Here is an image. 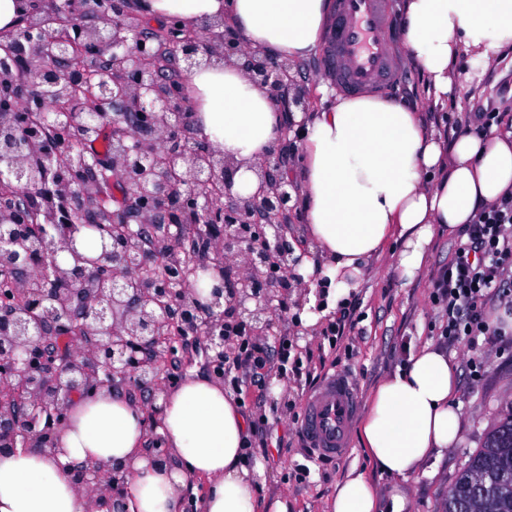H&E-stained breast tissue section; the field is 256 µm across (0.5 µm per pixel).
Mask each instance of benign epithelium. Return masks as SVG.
<instances>
[{
  "label": "benign epithelium",
  "mask_w": 512,
  "mask_h": 512,
  "mask_svg": "<svg viewBox=\"0 0 512 512\" xmlns=\"http://www.w3.org/2000/svg\"><path fill=\"white\" fill-rule=\"evenodd\" d=\"M126 8L127 0H112L92 24L75 25L71 34L50 31L32 11L23 32L0 41V90L14 89L22 70L36 101V109L25 112L0 98V130L12 133L0 142V252L15 257L13 278L0 282V451H56L71 396L110 390L117 375L136 376L154 397L162 393L157 347L196 328L201 314L210 362L222 372L234 344L224 334L228 318L246 320L252 335L263 336L274 304H283L288 290L303 282L301 257L286 237L271 241L265 232L298 204V185L284 174L283 146L270 148L252 198L221 204V197L232 198L233 163L196 140L184 142L190 105L180 83L162 81L156 54L136 36L135 26L117 21ZM166 42L186 73L199 66L201 51L208 58L235 57L271 100L309 111V91L294 78V62L247 51L227 29L203 42L173 26ZM99 60L112 75L110 85L95 72L84 77ZM105 126L118 142L107 161L75 152L77 143ZM155 132L167 135V144L151 137ZM37 156L43 169L37 183L51 176V187L40 196L26 178ZM114 179L130 195L120 216L103 208V184ZM76 197L86 202L78 212L70 206ZM187 218L207 228L214 258L209 264L188 259V273L175 279L154 258L183 249L180 233L171 228ZM148 226L154 232L145 251L140 239ZM83 228L106 241L108 262L77 251L76 234ZM62 251L71 254L72 267L58 262ZM133 252L135 265L126 262ZM236 256L246 259L247 271L228 286L224 259ZM200 270L219 277L206 303L195 291ZM106 290L110 308L101 304ZM21 306L28 315L24 323L13 319ZM48 324L58 336L78 341L79 351L58 360L48 348ZM62 469L74 484L93 486L106 497L123 490L120 470L111 464L68 463Z\"/></svg>",
  "instance_id": "1"
}]
</instances>
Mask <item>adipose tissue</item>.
Here are the masks:
<instances>
[{
	"mask_svg": "<svg viewBox=\"0 0 512 512\" xmlns=\"http://www.w3.org/2000/svg\"><path fill=\"white\" fill-rule=\"evenodd\" d=\"M146 16L195 30L224 18L242 45L298 61L319 44L330 0H142ZM404 46L428 75L429 94L457 105L461 84L451 68L461 54L487 58L512 45V0H404ZM198 139L233 159V194L248 198L256 172L285 125L284 110L249 81L236 62L217 61L186 74ZM300 122V209L309 258L302 275L320 273L348 289L365 262L391 238L402 242L394 263L412 280L426 269L436 232L457 233L512 193V132L497 129L447 143L420 113L384 97L338 100L295 114ZM458 373L433 343L412 351L403 369L374 389L360 426L373 468L395 478L388 512H409L402 485L434 454L453 447L461 430ZM159 412L115 390L74 397L68 405L60 454L0 451V512H112L98 494L78 488L62 464L119 462L126 475L125 512H255L256 474L243 446L249 422L234 396L211 380L189 378L165 390ZM166 450L148 456L149 428ZM378 487L351 468L328 512H378Z\"/></svg>",
	"mask_w": 512,
	"mask_h": 512,
	"instance_id": "ef3b65f1",
	"label": "adipose tissue"
}]
</instances>
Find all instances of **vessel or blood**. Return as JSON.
I'll return each instance as SVG.
<instances>
[{
    "instance_id": "1",
    "label": "vessel or blood",
    "mask_w": 512,
    "mask_h": 512,
    "mask_svg": "<svg viewBox=\"0 0 512 512\" xmlns=\"http://www.w3.org/2000/svg\"><path fill=\"white\" fill-rule=\"evenodd\" d=\"M391 20L389 0H333V19L319 54L320 72L344 95L398 82L401 63L384 43ZM360 411L357 389L345 373L327 376L308 397L299 432L313 458L333 463L350 451L351 429Z\"/></svg>"
}]
</instances>
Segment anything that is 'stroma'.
<instances>
[{
  "mask_svg": "<svg viewBox=\"0 0 512 512\" xmlns=\"http://www.w3.org/2000/svg\"><path fill=\"white\" fill-rule=\"evenodd\" d=\"M469 80L457 108L443 111L427 93V76L413 63H405L400 83L383 92L420 113L427 128L450 134L458 126L475 124L480 112L499 113L503 125L512 124V46L496 53L489 62L462 56L458 63ZM459 235L436 234L428 252L427 272L404 283L394 265L393 254L401 248L392 243L390 253L371 258L357 288L328 309L331 289L325 278H315L308 309L289 305L287 312L270 317L269 345L287 337L294 354L318 361V376L342 371L356 382L361 410H368L371 391L393 373L410 351L425 342L441 343L434 332L437 317L431 284L439 270L453 256ZM352 308L356 325L332 349L324 344L325 332L335 324L342 309ZM317 314L318 322L304 326L302 312ZM210 349L203 334L184 337L173 351L165 353L162 382L173 385L186 376H213ZM448 357L459 371L458 399L462 404L460 440L443 458L434 462V477L417 476L405 490L412 512H442V504L469 457L483 448L486 437L512 410V330L490 337L488 344L474 352L463 346L449 348ZM310 385L303 377L276 376L263 389L242 387L239 397L255 423L264 425L263 437L253 438L248 453L261 462L265 480L259 486L256 512H272L275 500L288 504V512H326L338 484L351 466L367 467L359 438H352L349 456L336 463H308L307 450L297 432L296 415L301 414ZM309 464L310 474L298 479L295 467Z\"/></svg>",
  "mask_w": 512,
  "mask_h": 512,
  "instance_id": "1",
  "label": "stroma"
}]
</instances>
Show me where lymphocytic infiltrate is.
Returning a JSON list of instances; mask_svg holds the SVG:
<instances>
[{"label":"lymphocytic infiltrate","mask_w":512,"mask_h":512,"mask_svg":"<svg viewBox=\"0 0 512 512\" xmlns=\"http://www.w3.org/2000/svg\"><path fill=\"white\" fill-rule=\"evenodd\" d=\"M465 234L466 241L457 245L432 288L442 313V336L475 349L479 337L491 333L485 316L488 301L512 296V283L505 278L512 270V196L482 211ZM238 331V353L224 362V380L236 390L262 384L268 375L263 343L246 324H239Z\"/></svg>","instance_id":"1"}]
</instances>
